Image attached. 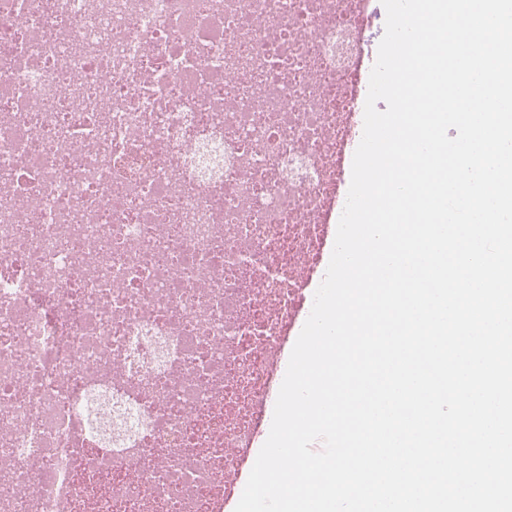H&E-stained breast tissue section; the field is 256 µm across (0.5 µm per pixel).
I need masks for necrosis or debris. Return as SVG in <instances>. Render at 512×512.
<instances>
[{
	"label": "necrosis or debris",
	"instance_id": "1",
	"mask_svg": "<svg viewBox=\"0 0 512 512\" xmlns=\"http://www.w3.org/2000/svg\"><path fill=\"white\" fill-rule=\"evenodd\" d=\"M380 3L0 0V512H234Z\"/></svg>",
	"mask_w": 512,
	"mask_h": 512
}]
</instances>
